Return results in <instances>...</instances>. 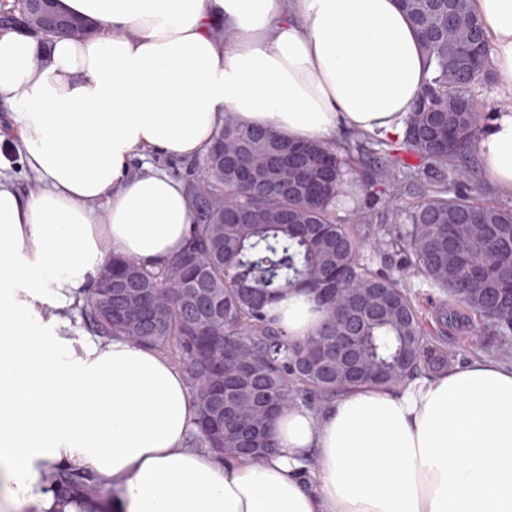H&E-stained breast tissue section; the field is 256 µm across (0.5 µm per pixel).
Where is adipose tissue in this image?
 Instances as JSON below:
<instances>
[{"mask_svg":"<svg viewBox=\"0 0 512 512\" xmlns=\"http://www.w3.org/2000/svg\"><path fill=\"white\" fill-rule=\"evenodd\" d=\"M512 94V0H471ZM83 42L0 29V100L37 191L0 179V512H50L56 469L121 490L123 512H512V364L482 356L405 386L348 390L275 423V453L189 447L195 408L165 354L80 336L106 259L155 264L195 219L185 187L134 159L205 153L225 115L291 139L401 138L428 75L397 0H61ZM512 187V113L477 144ZM289 336L324 312L273 304Z\"/></svg>","mask_w":512,"mask_h":512,"instance_id":"ef3b65f1","label":"adipose tissue"}]
</instances>
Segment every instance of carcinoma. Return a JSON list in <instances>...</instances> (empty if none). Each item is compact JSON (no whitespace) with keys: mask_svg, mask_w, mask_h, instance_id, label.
I'll list each match as a JSON object with an SVG mask.
<instances>
[{"mask_svg":"<svg viewBox=\"0 0 512 512\" xmlns=\"http://www.w3.org/2000/svg\"><path fill=\"white\" fill-rule=\"evenodd\" d=\"M417 31L430 75L406 120L405 150L433 179L398 224H341L336 208L360 188L345 168L385 144L349 131L333 143L294 142L273 129L224 120L185 188L197 219L183 249L146 266L114 258L101 269L77 316L95 336H122L173 354L196 408L189 446L219 455L273 448L275 415L300 404L319 411L359 385H399L450 362L437 333L476 330L512 349V207L478 201L474 184L448 188L480 130L471 97L490 75L489 39L471 0H398ZM3 22L44 40L82 41L103 23L47 9H0ZM439 295L431 327L413 291ZM286 288H305L325 316L315 331L288 337L269 310ZM357 336L346 361L336 337ZM252 365L224 394L246 412L216 427L211 388L231 373L224 347ZM56 508L111 512L109 491L85 469L55 474Z\"/></svg>","mask_w":512,"mask_h":512,"instance_id":"1","label":"carcinoma"}]
</instances>
